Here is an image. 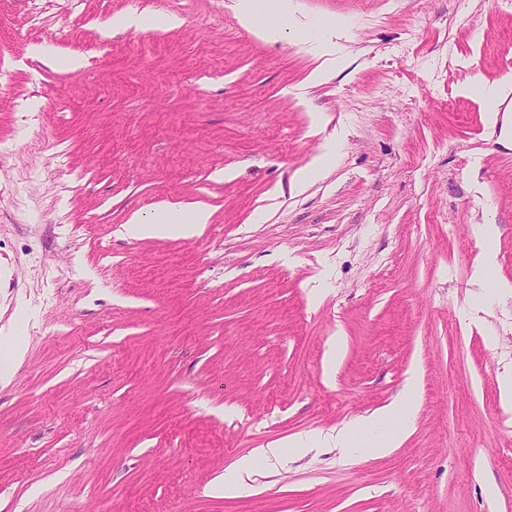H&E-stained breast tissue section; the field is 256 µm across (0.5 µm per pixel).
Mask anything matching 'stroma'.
<instances>
[{
  "label": "stroma",
  "mask_w": 512,
  "mask_h": 512,
  "mask_svg": "<svg viewBox=\"0 0 512 512\" xmlns=\"http://www.w3.org/2000/svg\"><path fill=\"white\" fill-rule=\"evenodd\" d=\"M238 2L0 0V512H512V0ZM409 394L388 455L287 445ZM480 97L489 105L488 125L495 127L499 119V105L509 99L512 94V81L504 79L500 81H483L478 86ZM178 209V208H177ZM165 207L151 220H145L134 214L124 226L125 234L134 238L172 237L191 238L195 236L205 224H209L210 212L203 207H196L185 211Z\"/></svg>",
  "instance_id": "1"
}]
</instances>
